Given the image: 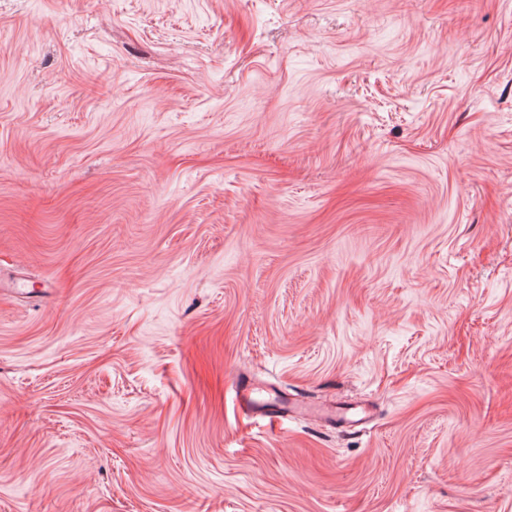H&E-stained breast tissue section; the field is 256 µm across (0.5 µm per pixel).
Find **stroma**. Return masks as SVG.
I'll list each match as a JSON object with an SVG mask.
<instances>
[{"label": "stroma", "mask_w": 512, "mask_h": 512, "mask_svg": "<svg viewBox=\"0 0 512 512\" xmlns=\"http://www.w3.org/2000/svg\"><path fill=\"white\" fill-rule=\"evenodd\" d=\"M0 512H512V0H0ZM236 386L241 402L244 405L249 407L256 414H264L268 412L264 409V406H260L256 403L260 400L258 396L262 393V389L252 383L248 377L238 379Z\"/></svg>", "instance_id": "35a3bbf8"}]
</instances>
